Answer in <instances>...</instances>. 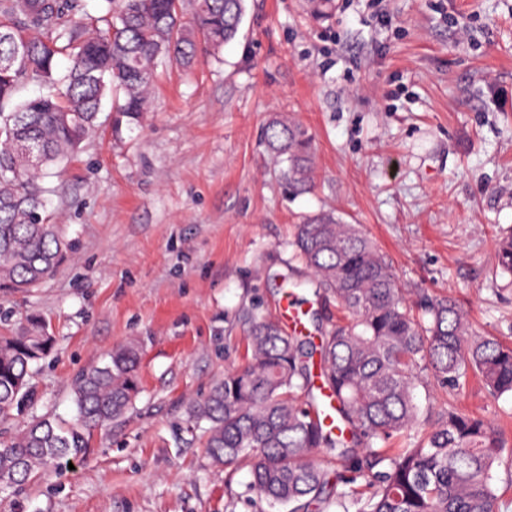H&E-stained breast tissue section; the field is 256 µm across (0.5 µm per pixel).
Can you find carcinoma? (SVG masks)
I'll return each mask as SVG.
<instances>
[{"label": "carcinoma", "instance_id": "cac0c4a2", "mask_svg": "<svg viewBox=\"0 0 512 512\" xmlns=\"http://www.w3.org/2000/svg\"><path fill=\"white\" fill-rule=\"evenodd\" d=\"M0 0V291H25L67 261L69 244L49 220L44 185L98 127L139 124L164 61L192 65L236 39L245 0ZM325 20L335 0H308ZM44 92L17 100L26 83ZM264 144L297 192L311 187L312 139L272 115ZM289 246L309 269L320 304L344 318L315 338L283 331L260 305L238 315L245 362L185 411L216 465L250 468L238 498L288 512H503L495 473L505 432L474 413L423 412L415 391L431 381L464 390L472 376L512 396V344L475 336L448 296L407 302L391 261L356 225L319 214L293 225ZM497 261L512 274V232ZM55 345L48 325L26 318L0 336V422L29 394L34 362ZM139 350H112L73 384L77 419L41 417L0 431V492L20 493L62 459L83 457L94 430L120 421L141 394Z\"/></svg>", "mask_w": 512, "mask_h": 512}]
</instances>
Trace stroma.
Wrapping results in <instances>:
<instances>
[{
    "label": "stroma",
    "instance_id": "1",
    "mask_svg": "<svg viewBox=\"0 0 512 512\" xmlns=\"http://www.w3.org/2000/svg\"><path fill=\"white\" fill-rule=\"evenodd\" d=\"M335 2L317 21L307 0H247L219 58L159 66L146 120L103 123L51 178L69 259L0 293V334L37 314L57 346L10 429L73 420L75 375L129 343L143 392L72 468L1 494L0 512H272L239 499L248 467L212 464L185 409L242 362L238 312L279 318L283 275L306 279L287 241L310 216L361 225L409 301L456 297L472 331L512 342V275L495 255L512 230V0ZM275 113L314 138L306 192L266 152ZM417 395L512 432V397L478 382Z\"/></svg>",
    "mask_w": 512,
    "mask_h": 512
}]
</instances>
